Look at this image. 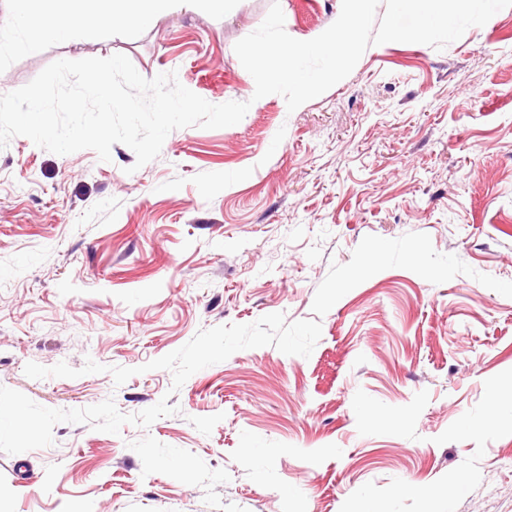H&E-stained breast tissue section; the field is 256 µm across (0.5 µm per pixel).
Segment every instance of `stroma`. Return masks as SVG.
Listing matches in <instances>:
<instances>
[{"label":"stroma","instance_id":"35a3bbf8","mask_svg":"<svg viewBox=\"0 0 512 512\" xmlns=\"http://www.w3.org/2000/svg\"><path fill=\"white\" fill-rule=\"evenodd\" d=\"M275 1L298 40L341 10L240 0L30 51L0 0V94L120 53L250 104L172 131L139 169L120 143L108 162L24 136L0 149V385L55 409H180L0 452V512H512V423L483 426L512 397V7L440 51L370 46L291 112L254 99L234 51ZM277 312L320 321L310 357L241 350L176 392L167 370L109 372ZM89 359L105 372L24 373Z\"/></svg>","mask_w":512,"mask_h":512}]
</instances>
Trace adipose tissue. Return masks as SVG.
Masks as SVG:
<instances>
[{
  "mask_svg": "<svg viewBox=\"0 0 512 512\" xmlns=\"http://www.w3.org/2000/svg\"><path fill=\"white\" fill-rule=\"evenodd\" d=\"M30 0H11L13 26L25 36V48L66 38L81 29H108L114 22L141 25L157 22L178 7L201 5L225 11L228 0H42L41 10H31Z\"/></svg>",
  "mask_w": 512,
  "mask_h": 512,
  "instance_id": "ef3b65f1",
  "label": "adipose tissue"
}]
</instances>
